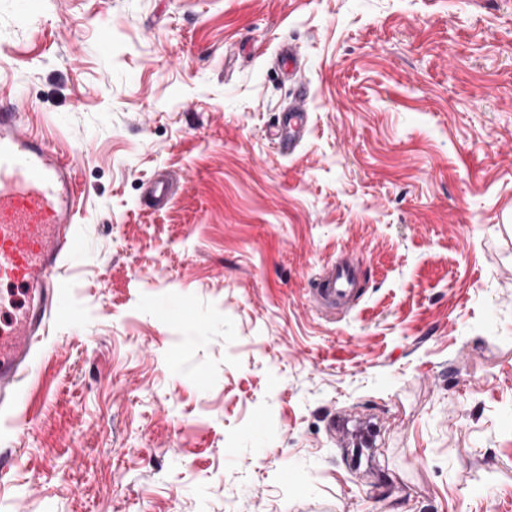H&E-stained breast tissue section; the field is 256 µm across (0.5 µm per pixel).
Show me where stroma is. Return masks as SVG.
Instances as JSON below:
<instances>
[{"instance_id": "1", "label": "stroma", "mask_w": 512, "mask_h": 512, "mask_svg": "<svg viewBox=\"0 0 512 512\" xmlns=\"http://www.w3.org/2000/svg\"><path fill=\"white\" fill-rule=\"evenodd\" d=\"M0 98L87 242L0 512H512V0H0ZM337 413L382 422L359 467ZM309 115L307 111V97L300 91L287 109L281 110L275 123L270 127L269 135L281 152H293L303 141ZM173 189V184L167 176L153 179L145 184L144 196L153 206L167 203ZM360 289L355 264L326 265L314 277V286L308 289V301L317 311L336 314V310L349 311L357 304L362 295Z\"/></svg>"}]
</instances>
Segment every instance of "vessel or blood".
<instances>
[{
    "mask_svg": "<svg viewBox=\"0 0 512 512\" xmlns=\"http://www.w3.org/2000/svg\"><path fill=\"white\" fill-rule=\"evenodd\" d=\"M308 120L303 94L277 114L269 135L281 152L301 144ZM172 189L163 176L146 183L144 196L161 206ZM79 210L71 158L30 131L25 113L0 101V285L23 295L0 327V413L17 406L19 383L32 371L48 322L60 314L59 300L69 287L60 271L85 245ZM360 297L352 263L325 267L308 291L311 307L325 314L351 310Z\"/></svg>",
    "mask_w": 512,
    "mask_h": 512,
    "instance_id": "obj_1",
    "label": "vessel or blood"
}]
</instances>
